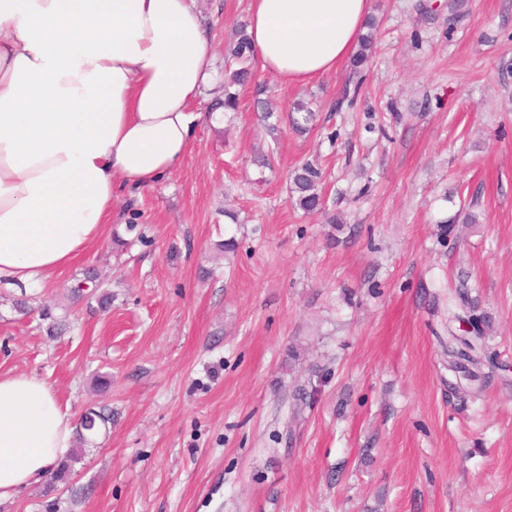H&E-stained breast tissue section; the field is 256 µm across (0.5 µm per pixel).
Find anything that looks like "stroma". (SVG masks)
Returning a JSON list of instances; mask_svg holds the SVG:
<instances>
[{
  "label": "stroma",
  "mask_w": 512,
  "mask_h": 512,
  "mask_svg": "<svg viewBox=\"0 0 512 512\" xmlns=\"http://www.w3.org/2000/svg\"><path fill=\"white\" fill-rule=\"evenodd\" d=\"M194 6L213 120L123 223L43 285L0 287V372L46 381L73 419L112 411L65 481L0 512H512V0H371L353 106L345 65L298 87L256 73L234 112L249 0ZM299 101L309 130L271 141L262 112ZM307 161L322 214L292 198ZM91 271L109 305L74 295ZM462 283L497 354L478 391L443 346ZM239 38L224 65V111H234L237 108L238 97L230 91L231 86H245L252 79V58L254 49L249 38L239 32ZM373 41L372 36L363 37L360 43V49L356 53L352 61V77L348 80V86L353 84V92L352 96L348 99L350 105L353 103L355 97L358 95V92L363 84V76L360 75L361 69L364 64L368 61L370 56V52L372 49Z\"/></svg>",
  "instance_id": "stroma-1"
}]
</instances>
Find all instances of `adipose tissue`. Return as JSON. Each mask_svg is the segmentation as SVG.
<instances>
[{
  "label": "adipose tissue",
  "instance_id": "obj_1",
  "mask_svg": "<svg viewBox=\"0 0 512 512\" xmlns=\"http://www.w3.org/2000/svg\"><path fill=\"white\" fill-rule=\"evenodd\" d=\"M259 69L286 86L352 56L370 0H251ZM193 0H0V284L45 281L179 166L209 119L210 77ZM52 388L0 373V498L73 448Z\"/></svg>",
  "mask_w": 512,
  "mask_h": 512
}]
</instances>
